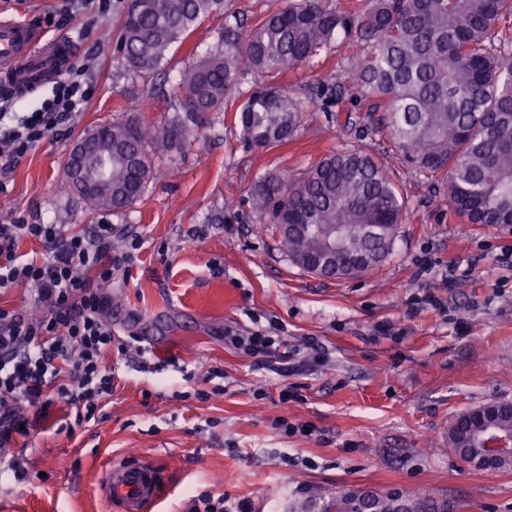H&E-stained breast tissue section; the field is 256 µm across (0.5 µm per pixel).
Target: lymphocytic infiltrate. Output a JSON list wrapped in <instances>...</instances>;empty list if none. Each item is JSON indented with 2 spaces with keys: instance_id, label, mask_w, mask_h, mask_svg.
Here are the masks:
<instances>
[{
  "instance_id": "1",
  "label": "lymphocytic infiltrate",
  "mask_w": 512,
  "mask_h": 512,
  "mask_svg": "<svg viewBox=\"0 0 512 512\" xmlns=\"http://www.w3.org/2000/svg\"><path fill=\"white\" fill-rule=\"evenodd\" d=\"M94 91L88 67L77 63L28 112L14 111V93L0 85V190L20 159L66 126ZM115 234L109 224L88 231L20 220L0 224V290L25 289L32 301L26 310L0 307V470L17 483L30 480L23 460L11 452L17 436H28L59 404L74 426L91 423L112 396L115 370L107 357L115 336L105 320L106 290L114 272L132 260L130 251H114ZM25 238L40 241L45 254L19 252ZM229 342L257 369L276 373L288 362L287 345L269 330Z\"/></svg>"
}]
</instances>
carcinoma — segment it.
<instances>
[{
  "instance_id": "carcinoma-1",
  "label": "carcinoma",
  "mask_w": 512,
  "mask_h": 512,
  "mask_svg": "<svg viewBox=\"0 0 512 512\" xmlns=\"http://www.w3.org/2000/svg\"><path fill=\"white\" fill-rule=\"evenodd\" d=\"M360 11L333 0H288L247 26L227 0H131L113 36L114 59L136 75L161 67L169 46L185 40L206 17L224 12L213 52L180 72L175 116L167 125L138 117L106 127L112 155L93 158L112 183V200L84 195L90 213L120 211L143 194L151 155L180 146L206 112L225 103L249 71L292 69L336 41L360 58L352 83L384 113L397 151L415 172L441 180L448 206L465 224H512V0H366ZM305 101L277 84L257 85L237 108L242 141L273 148L293 140ZM253 208L272 224H300L281 235L290 260L322 249L325 231L370 254L363 268L390 253L404 196L384 162L360 148L341 147L293 179L268 173L250 191ZM474 419L465 412L448 427L445 446L468 456ZM395 490L351 489L326 501L345 512H400ZM407 512H442L446 501L406 494Z\"/></svg>"
}]
</instances>
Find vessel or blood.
I'll return each mask as SVG.
<instances>
[{"instance_id":"b4317fda","label":"vessel or blood","mask_w":512,"mask_h":512,"mask_svg":"<svg viewBox=\"0 0 512 512\" xmlns=\"http://www.w3.org/2000/svg\"><path fill=\"white\" fill-rule=\"evenodd\" d=\"M77 58L73 41L45 39L36 21L0 19V79L18 94L27 96L57 79ZM163 485L160 472L147 463L135 462L111 468L106 481L109 497L123 512H141L158 498Z\"/></svg>"}]
</instances>
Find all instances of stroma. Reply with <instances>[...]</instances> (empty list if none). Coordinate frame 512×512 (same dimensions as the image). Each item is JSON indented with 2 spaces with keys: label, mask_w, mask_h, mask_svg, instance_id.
<instances>
[{
  "label": "stroma",
  "mask_w": 512,
  "mask_h": 512,
  "mask_svg": "<svg viewBox=\"0 0 512 512\" xmlns=\"http://www.w3.org/2000/svg\"><path fill=\"white\" fill-rule=\"evenodd\" d=\"M98 0H0V15L39 19L71 37L96 88L69 136L26 155L0 193V219L31 224L115 225L116 248L139 239L127 275H115L107 318L118 340L146 351L145 366L119 363L104 416L59 430L64 408L19 438L30 483L0 476V512H120L102 493L105 471L132 461L154 465L164 491L144 512H189L204 492L227 508L288 512L309 491L391 487L446 500L454 512H512V472L479 470L448 452L442 434L457 415L512 402V226L465 224L433 184L402 163L370 101L339 88L348 51L321 49L276 81L305 99L296 138L247 149L233 110L211 112L180 148L152 158L142 197L119 212L88 213L67 190L74 143L143 109L146 122L173 116L179 71L213 49L224 18L202 21L171 46L166 64L135 76L114 62L116 12ZM67 17L59 25V17ZM358 111L340 131L324 104L332 96ZM383 158L406 197L390 256L353 279L324 278L290 261L268 218L247 202L268 173L300 177L340 144ZM455 280L445 284L447 269ZM439 307L422 304L425 294ZM276 325L295 356L287 374L257 369L225 342L227 331ZM326 351L314 369L309 345ZM223 372L221 390L201 400V366ZM301 401L282 404L284 385ZM268 397L255 399V389ZM312 427L284 435L279 418Z\"/></svg>",
  "instance_id": "1"
}]
</instances>
